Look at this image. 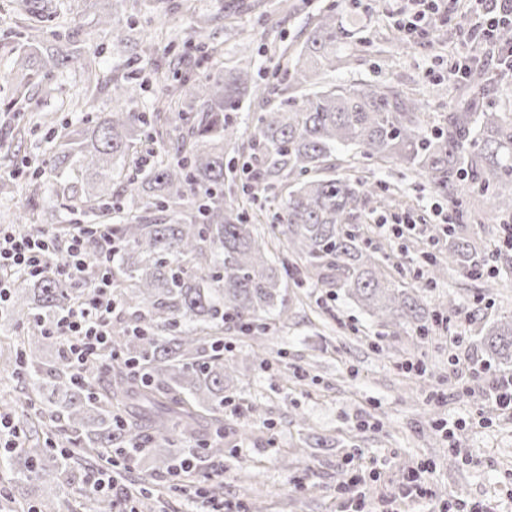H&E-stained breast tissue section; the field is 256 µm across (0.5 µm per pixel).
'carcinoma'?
Listing matches in <instances>:
<instances>
[{
  "mask_svg": "<svg viewBox=\"0 0 512 512\" xmlns=\"http://www.w3.org/2000/svg\"><path fill=\"white\" fill-rule=\"evenodd\" d=\"M54 14V0H20L22 43L0 42V54L12 58L15 100L61 68L97 76V57L82 46L77 29L44 42V22ZM95 17L112 41L124 42L111 0L99 3ZM343 35L335 11L316 14L304 42L280 51L285 66L277 84L255 98L249 63L217 66L194 80L170 67L160 76L165 102L189 109L185 114L157 105L137 111L128 79L114 77L115 106L106 118L57 133L50 161L54 193L70 211L97 209L108 218L112 255L106 262L91 249V270L110 271L126 322L114 327L112 351L81 382L65 357L45 368L42 350L55 341L46 331L16 338L24 403L13 421L23 439L0 452V470L19 489L11 512H61L70 499L84 512H113L112 495L89 491L87 483L99 469L126 479L123 457L132 448L143 449L144 470L128 487L142 505L153 500L155 475L173 466L169 448L200 432L205 442L198 464L182 476L185 485H195L204 464L224 455V404L231 402L224 390L235 365L224 357V327L232 322L240 333L257 336L266 331L269 314L283 319L290 278L337 288L378 323L411 328L416 344L432 338L437 315L348 229L375 185L320 175L336 149L412 170L456 207L465 192L485 199L496 220L512 225V115L485 101V71H472L468 95L429 127L424 102L391 82L327 81L350 63V54L339 49ZM194 47L220 55L203 27ZM251 98L258 112L243 161L231 113ZM150 129L161 139L159 149L151 166L131 175L127 170L139 166ZM239 166L247 174L241 197L228 200L224 181ZM114 180L121 188L116 199ZM285 181L287 196L269 229L259 230L245 206ZM44 194L43 185L31 181L18 219L23 233L40 229L34 215ZM502 260L512 262L509 250L489 252L450 224L448 256L427 258L425 282L444 277L450 266L468 276ZM11 282L13 301L0 319L5 331L26 316L46 326L95 292L53 274L17 273ZM23 297L24 306L18 303ZM480 344L496 363L511 366L512 315L492 321ZM49 473L58 495L32 494L31 486Z\"/></svg>",
  "mask_w": 512,
  "mask_h": 512,
  "instance_id": "obj_1",
  "label": "carcinoma"
}]
</instances>
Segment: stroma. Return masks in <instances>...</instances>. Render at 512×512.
<instances>
[{
  "label": "stroma",
  "mask_w": 512,
  "mask_h": 512,
  "mask_svg": "<svg viewBox=\"0 0 512 512\" xmlns=\"http://www.w3.org/2000/svg\"><path fill=\"white\" fill-rule=\"evenodd\" d=\"M60 19L87 24L86 47L96 53L100 74L128 77L137 88V107L146 110L159 93L155 70L184 56L183 73L204 77L212 60L188 50L201 16L223 7L215 23L225 65L250 61L256 87L275 83L282 45L299 44L314 14L335 10L352 35L356 49L337 80L348 83L390 81L424 95L427 121L437 124L462 91L459 83L428 74L435 61L465 46L460 33L474 20L463 0L451 5L448 21L429 43L401 47L386 15L371 0H112V12L127 38L112 43L90 21L85 0H59ZM10 57L0 55V231L25 201L34 172L43 170L55 141L53 132L76 119L91 121L109 112V89H102L92 109L70 104L82 83L79 73L55 71L14 104L6 89ZM335 172L379 183L400 207L381 210L367 203L352 224L362 244L384 259L389 272L417 288L430 310H460L449 329L463 333L457 347L447 337L407 348L413 333L384 327L334 288H287L288 321L277 324L264 344L263 359L248 356V337L224 333L225 355L237 358L233 392L240 409L224 414V455L212 467L224 472V500L242 506L258 502L262 512H342L340 485L355 477L356 488L371 499L394 497L402 482L421 466L434 478L422 499H395V512H424L427 503L448 498L471 505L499 501L512 512V419L488 403L484 369L489 361L479 345L482 330L498 316L512 313V273L498 278L468 279L456 271L425 285L423 252L441 256L448 240L439 235L438 200L430 185L414 172L387 167L338 151ZM411 215L416 229L395 237L378 221L397 223ZM264 413H248L249 403ZM462 422L467 435L453 445L441 422ZM340 440L337 448H318L314 439Z\"/></svg>",
  "instance_id": "obj_1"
}]
</instances>
